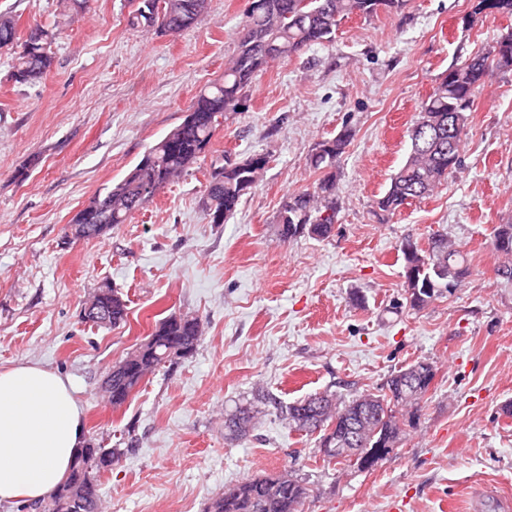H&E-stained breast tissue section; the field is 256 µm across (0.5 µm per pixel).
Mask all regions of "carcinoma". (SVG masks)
I'll return each instance as SVG.
<instances>
[{
    "instance_id": "obj_1",
    "label": "carcinoma",
    "mask_w": 512,
    "mask_h": 512,
    "mask_svg": "<svg viewBox=\"0 0 512 512\" xmlns=\"http://www.w3.org/2000/svg\"><path fill=\"white\" fill-rule=\"evenodd\" d=\"M93 0H67L64 19L53 28L35 26L19 41L15 16L0 11V51L13 56L12 79L28 83L46 74L53 63L52 44L61 37L69 13L85 12ZM408 0H251L239 36L235 56L224 69V79L212 83L189 106L183 119L154 145L118 182L89 200L71 220L82 225L73 239L106 235L124 224L143 205L185 174L203 156L224 116L241 106L243 90L270 63L300 54L305 48L329 42L339 23L352 15L370 17L380 12L404 9ZM207 9L206 0H140L129 14L134 28L157 27L166 19L165 31L181 34L194 28ZM512 15V0H471L466 23L472 25L493 14ZM476 52L459 65L448 68L423 101L408 131L410 149L403 165L391 176L384 193L375 202L376 212L393 216L413 199L432 196L461 166L468 116L476 92L484 86L489 70L512 71V34ZM351 138L346 130L319 145L310 156V167L319 177L311 187L286 197L279 212V236L288 242L300 236L327 238L336 223V162ZM265 165L242 166L229 159L211 172L201 206L213 224H223L236 211L242 197L259 180ZM493 246L512 257V223L494 230ZM405 266L414 270L416 284L406 289L409 306L420 309L446 297L469 275L461 250L448 236L437 234L425 252L409 239L401 245ZM108 313V323L83 312L81 318L96 326L117 327L127 321V303L110 286L98 289ZM202 337L201 320L172 314L156 325L144 339L155 347L146 359L140 348L117 361L123 369L112 376L108 401L121 407L143 380L160 366L195 353ZM435 378L432 365L409 367L391 375L379 395H360L347 403L332 394H314L285 409L288 426L296 431L319 433L323 460L335 461V448H394L403 433L400 416L415 414ZM256 415L241 409L224 421L229 435L245 438L254 429ZM122 455L120 448L85 447L76 456L66 481L40 508L42 512H101V474L110 461ZM309 488L288 473L263 475L241 481L211 498L207 512H301Z\"/></svg>"
}]
</instances>
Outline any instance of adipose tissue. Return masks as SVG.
I'll use <instances>...</instances> for the list:
<instances>
[{"label":"adipose tissue","instance_id":"1","mask_svg":"<svg viewBox=\"0 0 512 512\" xmlns=\"http://www.w3.org/2000/svg\"><path fill=\"white\" fill-rule=\"evenodd\" d=\"M84 434L66 376L37 362L0 368V504L47 499L67 478Z\"/></svg>","mask_w":512,"mask_h":512}]
</instances>
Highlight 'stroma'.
<instances>
[{"label":"stroma","mask_w":512,"mask_h":512,"mask_svg":"<svg viewBox=\"0 0 512 512\" xmlns=\"http://www.w3.org/2000/svg\"><path fill=\"white\" fill-rule=\"evenodd\" d=\"M249 0H209L179 35L131 28L130 0H93L27 84L0 52V367L32 361L70 378L87 445L122 449L101 478L103 512H206L243 479L287 472L302 512H499L512 497V282L496 270L495 225L512 222V71L492 70L469 114L460 168L433 196L381 220L373 202L405 160L407 130L452 65L512 32V17L466 25L469 0H409L342 20L332 42L271 63L204 157L102 238L69 242L72 217L178 125L234 56ZM17 34L53 27L58 0H0ZM351 130L336 164V224L323 240L279 238L287 195L315 179L309 157ZM269 156L226 223L200 203L214 166ZM448 234L469 276L420 310L405 299L400 246ZM121 292L116 328L82 321L102 285ZM172 314L201 319L192 357L162 366L112 408L103 382ZM425 360L435 379L399 444L377 467L324 465L317 436L281 409L319 392L379 393ZM259 406L254 431L224 420Z\"/></svg>","instance_id":"stroma-1"}]
</instances>
